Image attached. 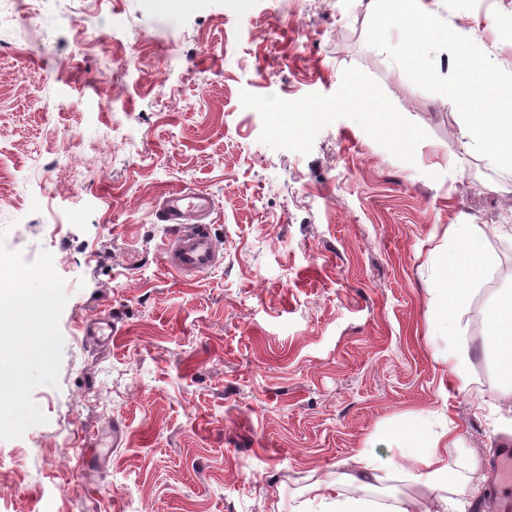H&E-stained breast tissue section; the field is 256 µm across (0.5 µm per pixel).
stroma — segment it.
<instances>
[{
    "label": "stroma",
    "instance_id": "1",
    "mask_svg": "<svg viewBox=\"0 0 512 512\" xmlns=\"http://www.w3.org/2000/svg\"><path fill=\"white\" fill-rule=\"evenodd\" d=\"M362 0H0V230L53 255L67 302L48 421L0 440V512H272L389 430L449 415L480 460L511 429L476 415L499 380L486 310L512 291V178L449 160L457 119L398 62ZM512 72V0H440ZM495 26H488L487 16ZM366 86L419 141L357 120ZM212 195L224 252L163 264L166 192ZM438 224H475L499 262L461 314L472 389L443 386L427 339ZM112 319L103 347L83 327ZM121 424L107 474L83 450Z\"/></svg>",
    "mask_w": 512,
    "mask_h": 512
}]
</instances>
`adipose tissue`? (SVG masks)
Instances as JSON below:
<instances>
[{"label":"adipose tissue","instance_id":"ef3b65f1","mask_svg":"<svg viewBox=\"0 0 512 512\" xmlns=\"http://www.w3.org/2000/svg\"><path fill=\"white\" fill-rule=\"evenodd\" d=\"M393 2L385 25L396 32L402 46L400 61L408 70L423 78L429 76L424 57L436 41L468 47L467 52L453 58L459 81L443 88L449 108L459 116L450 155L481 154L490 165L511 177L512 113L477 109L475 91L462 76L476 67L488 80L512 88V73L500 71L480 51L475 30L442 25L435 11L422 0ZM350 95L369 107L361 115L363 123L402 145L416 146V139L404 131L397 119L383 112L367 88L351 85ZM429 259L437 271L427 290L434 337L441 342L435 358L445 368L449 387L466 395L471 391V355L462 341L457 313L467 305L473 285L496 266L498 257L483 246L476 225L448 224ZM485 323L483 348L496 358L500 375L494 408L501 422L512 424V294L487 310ZM461 445L457 425L443 415L433 431H401L397 462L382 463L369 446H361L348 459L338 462L335 471L306 485L293 512H455L461 497L477 492L484 480L481 462L474 455L468 460L466 477L450 476L448 451ZM397 473L414 486V494L390 502L373 498L372 490L383 487Z\"/></svg>","mask_w":512,"mask_h":512}]
</instances>
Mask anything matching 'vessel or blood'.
<instances>
[{
  "instance_id": "obj_1",
  "label": "vessel or blood",
  "mask_w": 512,
  "mask_h": 512,
  "mask_svg": "<svg viewBox=\"0 0 512 512\" xmlns=\"http://www.w3.org/2000/svg\"><path fill=\"white\" fill-rule=\"evenodd\" d=\"M213 199L204 191L172 190L156 206L162 222L177 225V233L168 241L164 263L174 273L186 276L204 273L220 265L223 260L220 244L205 219L211 213ZM120 425H113L109 438L94 437L84 454L89 470H99L106 447L119 445ZM493 483L490 497L496 512H512V497L501 490L512 487V444L499 448L492 460Z\"/></svg>"
}]
</instances>
